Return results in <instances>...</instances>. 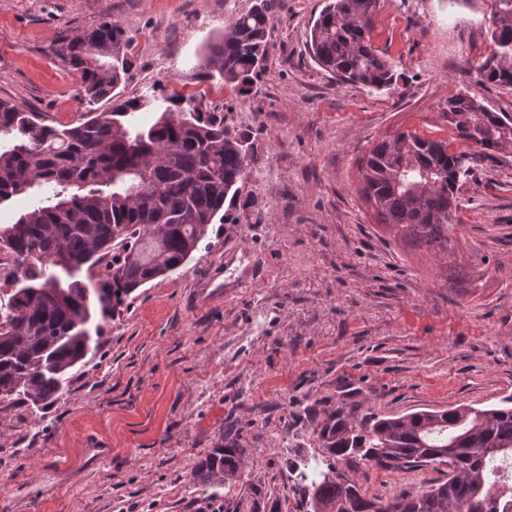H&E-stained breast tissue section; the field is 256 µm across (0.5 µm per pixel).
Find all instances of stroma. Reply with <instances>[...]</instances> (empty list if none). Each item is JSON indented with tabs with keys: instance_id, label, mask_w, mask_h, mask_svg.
I'll return each mask as SVG.
<instances>
[{
	"instance_id": "obj_1",
	"label": "stroma",
	"mask_w": 512,
	"mask_h": 512,
	"mask_svg": "<svg viewBox=\"0 0 512 512\" xmlns=\"http://www.w3.org/2000/svg\"><path fill=\"white\" fill-rule=\"evenodd\" d=\"M254 2L0 0V98L79 120V76L53 49L115 22L131 62L121 99L198 94L252 145L223 223L126 298L63 399L42 412L0 403V512H310L296 465L322 454L327 413L392 418L512 395V147L473 161L458 192L459 250L478 279L437 275L358 192L372 143L453 138L449 96L512 115V88L478 72L494 52L490 0H379L371 40L396 76L382 90L339 82L311 58L324 0H268L267 60L242 96L203 61ZM216 262L223 302L191 309ZM230 443L244 472L194 481L199 460ZM354 477L386 500L444 481L448 467L361 463Z\"/></svg>"
}]
</instances>
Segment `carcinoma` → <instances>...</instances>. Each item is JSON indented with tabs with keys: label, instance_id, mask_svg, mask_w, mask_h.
<instances>
[{
	"label": "carcinoma",
	"instance_id": "1",
	"mask_svg": "<svg viewBox=\"0 0 512 512\" xmlns=\"http://www.w3.org/2000/svg\"><path fill=\"white\" fill-rule=\"evenodd\" d=\"M494 2L496 49L479 72L491 84L512 87V0ZM372 13L369 0H328L309 44L327 72L380 90L393 84V72L371 42ZM271 25L267 0H257L208 45L205 66L246 94L264 67ZM127 41L118 23L105 22L53 52L79 73L82 93L95 104L115 98ZM91 55L98 65L87 62ZM143 110L156 114L148 126L137 119ZM443 117L461 143L486 157L512 144V117L467 95L448 97ZM248 154L247 137L194 96L118 100L59 127L0 99V204L26 192L37 199L14 223L0 224V248L19 273L8 296H0L1 403L42 411L64 396L91 349V332H100L133 290L197 250L226 199L236 198ZM468 157L445 140L401 132L370 146L359 192L395 238L446 258L456 251V192L470 172ZM82 270L85 282L76 278ZM319 437L325 455L304 460L300 472L310 482L312 512H512V486H498L496 464L512 457V396L487 408L459 405L393 418L359 420L341 407L327 414ZM356 458L380 467L444 463L448 479L383 502L335 465ZM240 464L236 445L214 448L194 480L222 486Z\"/></svg>",
	"mask_w": 512,
	"mask_h": 512
}]
</instances>
